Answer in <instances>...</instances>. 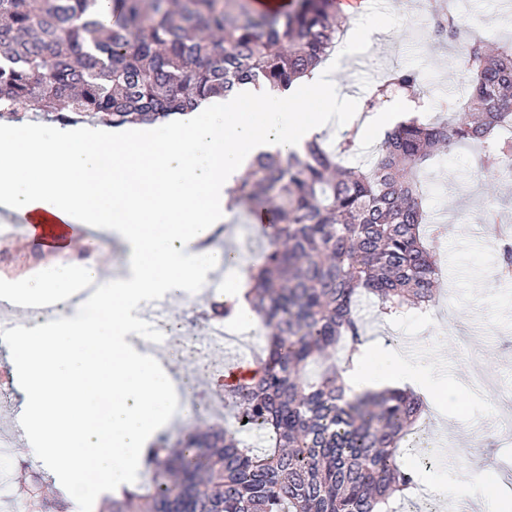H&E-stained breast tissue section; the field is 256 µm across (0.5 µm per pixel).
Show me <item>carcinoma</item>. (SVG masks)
Returning a JSON list of instances; mask_svg holds the SVG:
<instances>
[{"mask_svg": "<svg viewBox=\"0 0 512 512\" xmlns=\"http://www.w3.org/2000/svg\"><path fill=\"white\" fill-rule=\"evenodd\" d=\"M0 0V114L24 104L62 121L152 124L241 87L290 90L336 47L342 31L330 0H292L260 10L255 0ZM436 40L460 39L450 6L430 2ZM459 64L468 94L443 100L440 122L412 117L385 134L367 168L338 156L358 146V130L338 151L320 138L287 157L261 152L228 190L275 231L261 262L248 268L245 299L266 330L248 376L223 385L237 428L182 433L146 449L151 479L102 499L97 512H393L395 492L415 486L399 448L422 400L392 389L353 394L341 381L336 349L351 354L364 336L362 298L384 315L434 301L438 268L416 169L444 148L482 146L478 176L495 178L512 160V44L473 35ZM424 93L412 68L393 69L366 100ZM498 271L512 275V238L498 241ZM238 299L211 306L235 316ZM320 368L309 375V366ZM264 435L259 452L242 435ZM63 495L42 496L26 512H65Z\"/></svg>", "mask_w": 512, "mask_h": 512, "instance_id": "cac0c4a2", "label": "carcinoma"}]
</instances>
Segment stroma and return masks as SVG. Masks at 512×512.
I'll use <instances>...</instances> for the list:
<instances>
[{
	"label": "stroma",
	"mask_w": 512,
	"mask_h": 512,
	"mask_svg": "<svg viewBox=\"0 0 512 512\" xmlns=\"http://www.w3.org/2000/svg\"><path fill=\"white\" fill-rule=\"evenodd\" d=\"M454 6L471 31L512 41V16L501 13L499 0H455ZM424 12L423 0H382L379 8L350 17L352 28H382L377 47L353 49L347 36L326 61L338 89L353 101L355 123L366 121V99L393 68H415L430 81L432 90L424 96L429 117L448 93L460 88L456 48L426 40ZM477 164V149L461 146L436 157L419 173L432 214L447 211L453 216L446 237L435 244L442 270L435 301L428 310H412L390 323L370 311L363 317L367 336L412 344L415 354L436 359L444 376L463 373L485 379L482 392L462 398L457 426L462 445L453 455L444 454L434 421L425 414L414 425L416 446L401 448L400 457L405 468L437 478L451 471L464 476L470 464H477L488 476L483 490L489 493L512 485V439L506 434L511 425L505 419L512 411V282L495 277L497 252L482 231L479 213L484 200L494 197L500 202L498 218L512 219V179H471ZM49 262L29 241L0 242V279L33 273ZM207 310V293L192 291L182 295L169 318L182 335L198 337ZM439 317L446 319L453 338L444 348L431 339ZM490 356L495 367L488 370L484 360Z\"/></svg>",
	"instance_id": "1"
}]
</instances>
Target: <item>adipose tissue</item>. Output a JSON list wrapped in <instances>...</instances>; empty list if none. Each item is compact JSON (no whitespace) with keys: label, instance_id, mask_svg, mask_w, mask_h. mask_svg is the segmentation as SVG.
<instances>
[{"label":"adipose tissue","instance_id":"obj_1","mask_svg":"<svg viewBox=\"0 0 512 512\" xmlns=\"http://www.w3.org/2000/svg\"><path fill=\"white\" fill-rule=\"evenodd\" d=\"M304 96L246 90L203 103L182 119L151 127L99 128L23 123L0 132V202L17 215L52 214L66 223L111 224L127 247L126 273L59 258L37 273L0 281V301H51L58 313L16 338L26 396L28 445L84 512L91 484L118 486L171 413L177 386L168 369L137 351L140 313L156 297L198 287L220 250L201 252L228 213L227 190L262 151L301 150L334 114L347 110L330 72L306 79ZM169 223L157 231L152 217ZM100 282L98 313L78 312V278ZM436 366L379 341L362 343L344 364L353 392L409 387L430 407L450 401ZM112 403L99 418L100 400Z\"/></svg>","mask_w":512,"mask_h":512}]
</instances>
